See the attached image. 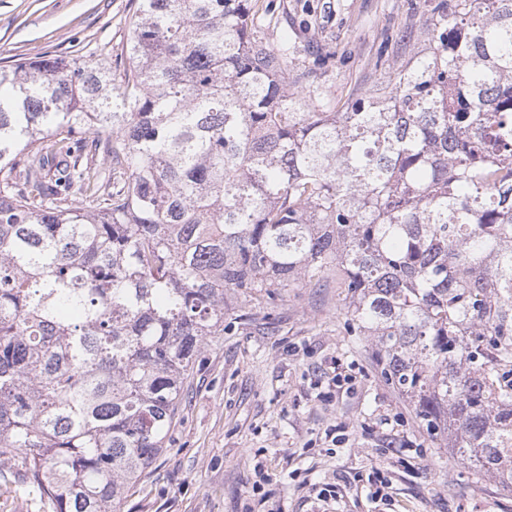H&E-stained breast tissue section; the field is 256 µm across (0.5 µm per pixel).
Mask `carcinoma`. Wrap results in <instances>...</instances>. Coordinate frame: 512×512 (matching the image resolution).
<instances>
[{
    "instance_id": "carcinoma-1",
    "label": "carcinoma",
    "mask_w": 512,
    "mask_h": 512,
    "mask_svg": "<svg viewBox=\"0 0 512 512\" xmlns=\"http://www.w3.org/2000/svg\"><path fill=\"white\" fill-rule=\"evenodd\" d=\"M255 8L137 0L118 86L0 67V462L119 512L227 295L251 317L334 272L385 382L512 492V0H452L338 112Z\"/></svg>"
}]
</instances>
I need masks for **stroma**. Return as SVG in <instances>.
I'll list each match as a JSON object with an SVG mask.
<instances>
[{"mask_svg":"<svg viewBox=\"0 0 512 512\" xmlns=\"http://www.w3.org/2000/svg\"><path fill=\"white\" fill-rule=\"evenodd\" d=\"M259 6L258 38L287 46L293 77L337 108L408 60L448 0ZM135 10L134 0H0V65L50 53L120 83ZM342 298L330 274L322 287L282 291L267 320L241 318L229 301L223 338L201 353L164 451L121 512H512V492L475 477L385 383L370 337L346 335ZM337 371L348 377L339 386ZM0 512L53 508L5 463Z\"/></svg>","mask_w":512,"mask_h":512,"instance_id":"1","label":"stroma"}]
</instances>
